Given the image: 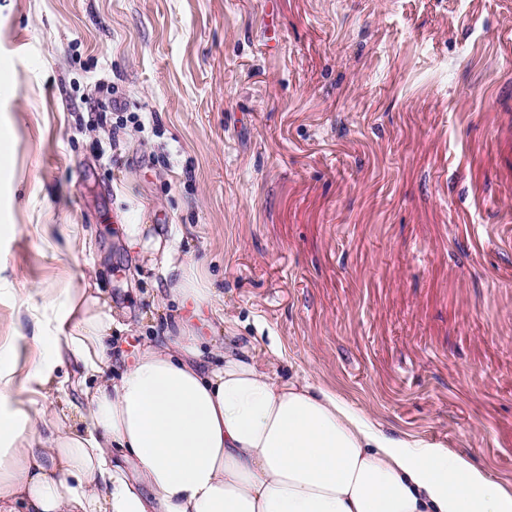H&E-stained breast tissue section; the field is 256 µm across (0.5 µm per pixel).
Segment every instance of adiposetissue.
<instances>
[{
	"label": "adipose tissue",
	"mask_w": 512,
	"mask_h": 512,
	"mask_svg": "<svg viewBox=\"0 0 512 512\" xmlns=\"http://www.w3.org/2000/svg\"><path fill=\"white\" fill-rule=\"evenodd\" d=\"M125 245L159 266L169 299L198 312L216 290L150 224ZM63 308L33 312L52 336L27 380L72 357L95 385L71 426L0 411V512H512V491L446 446L387 434L336 391L280 378L246 348L208 360L177 317L107 375L111 308L69 284ZM44 431L41 447L24 431Z\"/></svg>",
	"instance_id": "ef3b65f1"
}]
</instances>
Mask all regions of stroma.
<instances>
[{
    "instance_id": "stroma-1",
    "label": "stroma",
    "mask_w": 512,
    "mask_h": 512,
    "mask_svg": "<svg viewBox=\"0 0 512 512\" xmlns=\"http://www.w3.org/2000/svg\"><path fill=\"white\" fill-rule=\"evenodd\" d=\"M1 81L9 411L81 401L74 367L24 378L27 308L76 278L113 365L161 332L121 227L169 224L220 293L202 335L512 485V0H0Z\"/></svg>"
}]
</instances>
